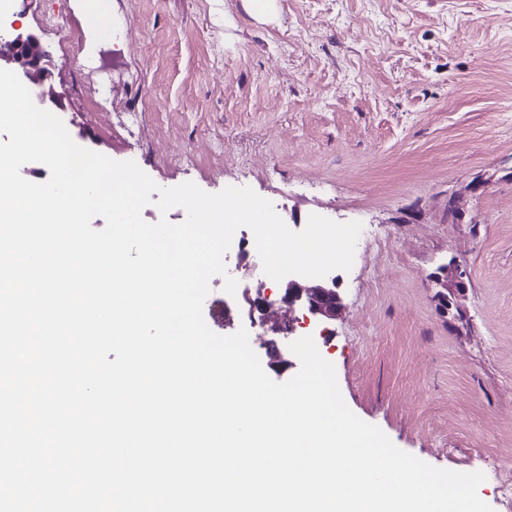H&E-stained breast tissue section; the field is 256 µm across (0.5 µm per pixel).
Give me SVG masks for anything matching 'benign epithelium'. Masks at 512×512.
<instances>
[{
  "label": "benign epithelium",
  "instance_id": "1",
  "mask_svg": "<svg viewBox=\"0 0 512 512\" xmlns=\"http://www.w3.org/2000/svg\"><path fill=\"white\" fill-rule=\"evenodd\" d=\"M49 51L39 36L30 31L16 29L7 35H0V69L15 72L29 89L36 106L64 108L62 96L51 82L47 69ZM432 282L438 288L437 297L453 306L465 297L469 274L467 267L453 261L439 269L432 276ZM254 292H246L245 303L250 324L263 330L269 354L281 362L285 361L283 345L297 337L299 319L292 313L300 311L303 318L314 323V329L320 334L327 332L326 324L336 319L343 310L339 292V278L327 274L315 283H309L302 277H294L284 282L277 298H270L262 279L251 284Z\"/></svg>",
  "mask_w": 512,
  "mask_h": 512
}]
</instances>
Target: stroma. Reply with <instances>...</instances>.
<instances>
[{"instance_id":"stroma-1","label":"stroma","mask_w":512,"mask_h":512,"mask_svg":"<svg viewBox=\"0 0 512 512\" xmlns=\"http://www.w3.org/2000/svg\"><path fill=\"white\" fill-rule=\"evenodd\" d=\"M13 3L79 146L365 226L315 339L345 403L512 512V0H106L104 32L85 0ZM453 259L470 284L444 316L429 275Z\"/></svg>"}]
</instances>
